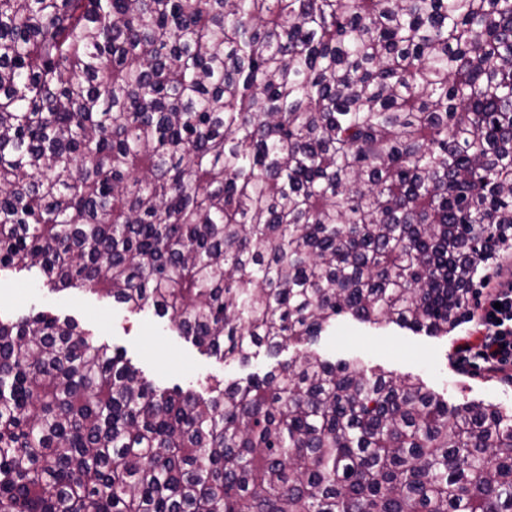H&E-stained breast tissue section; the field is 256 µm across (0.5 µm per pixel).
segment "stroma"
I'll list each match as a JSON object with an SVG mask.
<instances>
[{
    "instance_id": "35a3bbf8",
    "label": "stroma",
    "mask_w": 512,
    "mask_h": 512,
    "mask_svg": "<svg viewBox=\"0 0 512 512\" xmlns=\"http://www.w3.org/2000/svg\"><path fill=\"white\" fill-rule=\"evenodd\" d=\"M40 311L76 320L95 340L123 350L148 380L162 388L200 392L211 379L229 382L262 374L309 349L333 363L353 361L369 371L418 378L452 405L483 403L512 409V378L456 365L454 347L472 330L464 322L448 335L431 336L394 324L373 327L341 317L314 343L293 342L274 356L262 351L244 365L203 353L153 310L130 311L102 292L50 290L34 269L1 271L0 319Z\"/></svg>"
}]
</instances>
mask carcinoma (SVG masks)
I'll return each mask as SVG.
<instances>
[{
	"mask_svg": "<svg viewBox=\"0 0 512 512\" xmlns=\"http://www.w3.org/2000/svg\"><path fill=\"white\" fill-rule=\"evenodd\" d=\"M512 228V0H0V270L250 362L453 331ZM0 512H512V410L304 351L160 388L0 319Z\"/></svg>",
	"mask_w": 512,
	"mask_h": 512,
	"instance_id": "1",
	"label": "carcinoma"
}]
</instances>
